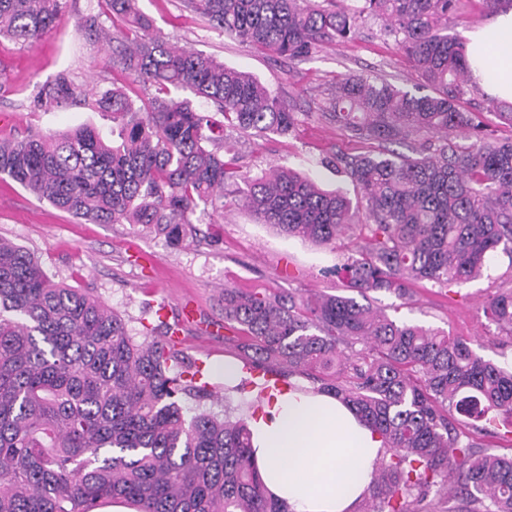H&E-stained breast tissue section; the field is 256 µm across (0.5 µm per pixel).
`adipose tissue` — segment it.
Masks as SVG:
<instances>
[{"label": "adipose tissue", "mask_w": 512, "mask_h": 512, "mask_svg": "<svg viewBox=\"0 0 512 512\" xmlns=\"http://www.w3.org/2000/svg\"><path fill=\"white\" fill-rule=\"evenodd\" d=\"M466 39L473 79L488 97L512 102V9ZM250 428L262 480L291 512H353L384 451L376 433L327 395H279Z\"/></svg>", "instance_id": "ef3b65f1"}]
</instances>
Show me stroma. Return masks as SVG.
<instances>
[{"label":"stroma","mask_w":512,"mask_h":512,"mask_svg":"<svg viewBox=\"0 0 512 512\" xmlns=\"http://www.w3.org/2000/svg\"><path fill=\"white\" fill-rule=\"evenodd\" d=\"M153 32L190 50L246 71L283 100L310 114L288 136L240 139L236 164L241 174L254 176L276 165L312 174L327 190L339 189L357 198L358 189L334 160L369 151L370 146L345 137L314 109L334 80L353 75H378L406 90L420 83L385 23L362 20L348 41L326 45L302 61L285 62L225 36L202 19L184 12L180 0H139ZM98 0H64L55 25L28 45L0 37V138L29 133L48 136L68 128L91 125L111 134L112 117L84 105L44 108L34 103L38 87L61 73L75 82L108 88L112 71L104 61L109 49L78 28L80 18L98 12ZM193 232L173 248L163 236L137 224H88L38 200L8 176L0 175V238L23 246L40 257L56 281L98 298L124 320L129 332L142 336L156 326L154 306L166 303L169 320L179 304L197 303L198 324L185 328L181 349L190 358L205 360L204 379L212 398L202 407L223 415L225 360L234 350L224 344L225 288L303 295L335 293L334 268L339 250L280 235L257 223L233 195L224 197V217L210 223L194 215ZM512 281V255L497 253L489 277L437 288H414L411 301L387 292H374L370 301L392 319L471 337L482 354L500 365H512V336L498 332L484 306L497 286Z\"/></svg>","instance_id":"1"}]
</instances>
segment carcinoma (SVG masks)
<instances>
[{
    "instance_id": "1",
    "label": "carcinoma",
    "mask_w": 512,
    "mask_h": 512,
    "mask_svg": "<svg viewBox=\"0 0 512 512\" xmlns=\"http://www.w3.org/2000/svg\"><path fill=\"white\" fill-rule=\"evenodd\" d=\"M62 2L0 0V35L37 40ZM102 2L120 28L107 33L95 14L79 27L112 37L107 67L141 92L59 74L37 101L110 113L112 136L82 126L0 140V175L79 219L141 224L172 247L192 235L197 210L224 213L227 187L258 223L320 246L360 224L361 244L336 268L343 293L226 288L224 322L237 332L225 341L242 365L333 396L381 437L370 512H437L432 492L457 499L447 512H512V456L488 452L459 420L511 443L512 368L486 359L468 336L399 323L367 303L376 291L407 299L416 282L464 284L498 251L512 255V138L486 137L481 113L461 107L471 77L448 21L462 17L465 0H181L224 34L290 61L349 40L366 14L387 22L433 93L378 78L332 86L322 118L358 141L413 152L338 158L360 190L355 204L289 167L242 176L224 160L238 145L232 133L286 135L308 113L247 72L151 35L136 0ZM180 90L209 108L174 97ZM486 315L512 335L511 288L491 296ZM170 330L136 340L98 299L0 240V512L112 503L132 512H290L260 478L247 416H187L181 397L211 393L196 385L195 363L166 343Z\"/></svg>"
}]
</instances>
